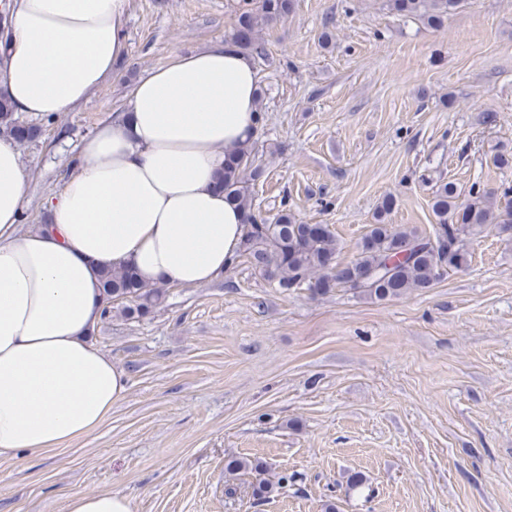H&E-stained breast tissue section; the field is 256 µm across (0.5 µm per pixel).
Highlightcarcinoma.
<instances>
[{
	"label": "carcinoma",
	"mask_w": 512,
	"mask_h": 512,
	"mask_svg": "<svg viewBox=\"0 0 512 512\" xmlns=\"http://www.w3.org/2000/svg\"><path fill=\"white\" fill-rule=\"evenodd\" d=\"M401 17H419L435 28L444 25L448 13L461 0H385ZM295 0H239L234 28L225 43L254 58L266 56L261 42L264 26L290 14ZM0 135L24 144L38 136V129L15 116L8 97L0 94ZM257 136L227 155L216 179L224 198L246 214L239 256L265 278L286 292L306 287L323 296L343 288L376 302L400 298L413 290L426 291L450 269L468 264L465 240L493 225L500 233L512 231V188L502 191L474 188L470 198L459 201L452 182L438 186L431 210L435 224L429 235L415 228L385 222L396 199L385 196L374 212V223L364 236L357 255L344 262L341 248L329 225L299 220L283 202L268 218L255 213L251 186L266 169L258 156ZM105 313L116 310L129 319H143L162 302L166 290L141 280L129 267L106 269L100 275Z\"/></svg>",
	"instance_id": "obj_1"
}]
</instances>
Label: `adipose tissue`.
<instances>
[{
	"mask_svg": "<svg viewBox=\"0 0 512 512\" xmlns=\"http://www.w3.org/2000/svg\"><path fill=\"white\" fill-rule=\"evenodd\" d=\"M127 2L9 0L0 92L15 111L56 116L116 74ZM257 85L250 57L227 44L148 71L127 115L79 146L47 224L26 232L20 147L0 138V459L89 434L124 392V373L90 339L102 269L195 287L233 265L244 213L213 179L256 129Z\"/></svg>",
	"mask_w": 512,
	"mask_h": 512,
	"instance_id": "obj_1",
	"label": "adipose tissue"
}]
</instances>
